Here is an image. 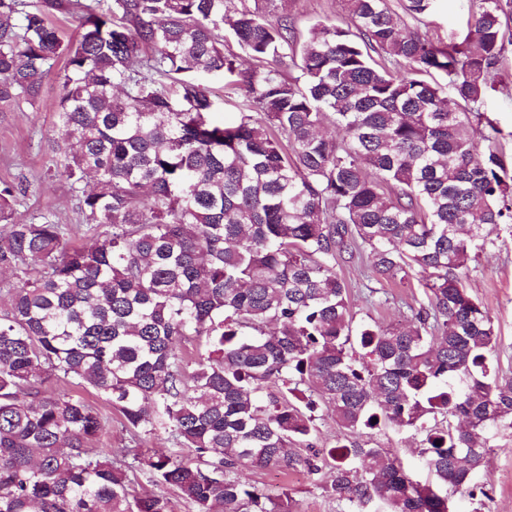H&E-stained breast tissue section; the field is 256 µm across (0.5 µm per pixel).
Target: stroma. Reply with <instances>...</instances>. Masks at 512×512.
Wrapping results in <instances>:
<instances>
[{
    "label": "stroma",
    "mask_w": 512,
    "mask_h": 512,
    "mask_svg": "<svg viewBox=\"0 0 512 512\" xmlns=\"http://www.w3.org/2000/svg\"><path fill=\"white\" fill-rule=\"evenodd\" d=\"M247 5H265L272 17H287L295 32L296 43H303L310 28L330 19L348 24L343 0H245ZM467 18L465 0H442L437 13L424 22L404 17L407 28L418 29L436 41H447L459 32ZM502 83L491 93L484 110L501 131L505 154L512 158V48L501 66ZM202 84L217 102V120L232 123L244 109L246 92L229 79L208 77ZM59 86L55 76H48L35 104L16 108L0 107V182L24 181L29 190L17 206V220H28L44 213L60 224L79 223L68 182L56 172L57 156L53 150L61 133L55 125ZM491 247L470 263L464 279L472 294L492 313L499 336V348L490 358L491 366L512 376V224L489 226ZM337 273L350 286L351 309L356 320H373L385 325L405 312L414 291L406 285L377 280L366 259L339 260ZM363 438L398 452L407 468L419 479L431 474L419 457L420 435L389 429L368 430ZM491 449L482 474L486 491L468 496L454 494L455 512H512V429L501 426L485 435ZM101 447L120 454L125 448L146 452H174L176 446L168 434L135 437L113 421L112 430L100 441ZM242 481L256 485L267 493L289 491L295 512H336V505L318 488V476L305 472L288 473L270 469L243 471Z\"/></svg>",
    "instance_id": "1"
}]
</instances>
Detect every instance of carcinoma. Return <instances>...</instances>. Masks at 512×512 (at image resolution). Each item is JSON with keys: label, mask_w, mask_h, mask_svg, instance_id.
Here are the masks:
<instances>
[{"label": "carcinoma", "mask_w": 512, "mask_h": 512, "mask_svg": "<svg viewBox=\"0 0 512 512\" xmlns=\"http://www.w3.org/2000/svg\"><path fill=\"white\" fill-rule=\"evenodd\" d=\"M226 2L0 0V104L34 103L64 61L56 167L97 233L77 248L45 215L17 222L23 187L0 185V271L17 279L0 289V512H175L164 493L131 491L136 469L193 512H293L288 491L235 477L269 468L329 469L336 512H453L449 492L478 487L483 433L512 428V378L488 364L493 316L463 279L485 227L512 223V168L481 111L512 0H467V32L448 44L402 26L388 0H344L358 36L321 21L298 62L287 19ZM438 2L403 10L421 22ZM224 29L261 66L225 55ZM433 71L445 82L423 79ZM226 74L247 98L231 124L200 83ZM328 116L342 140L319 132ZM362 251L424 300L355 330L336 264ZM192 336L205 353L186 359ZM54 379L193 456L110 459L96 447L107 420ZM323 407L339 430L326 452ZM381 425L423 435L434 481L360 440ZM316 420L318 448H332L336 445L337 426L330 410H319Z\"/></svg>", "instance_id": "cac0c4a2"}]
</instances>
